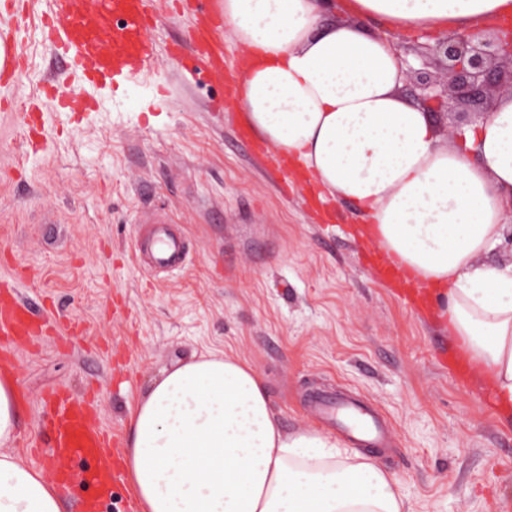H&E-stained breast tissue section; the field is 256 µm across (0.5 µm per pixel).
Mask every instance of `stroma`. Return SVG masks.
<instances>
[{
	"mask_svg": "<svg viewBox=\"0 0 512 512\" xmlns=\"http://www.w3.org/2000/svg\"><path fill=\"white\" fill-rule=\"evenodd\" d=\"M16 87L37 88L48 63L33 24ZM223 85L175 78L167 60L145 77L102 89L73 125L45 105L48 141L25 156L0 110V278L43 303L44 334L10 359L19 405L14 452L50 470L40 402L85 395L124 446L130 408L161 369L208 349L245 359L283 428L336 435L313 408L352 397L385 419L388 453L364 456L398 480L412 512H512V423L479 399L473 379L443 358L457 347L435 314H418L381 286L350 236L347 201L305 206L307 184L280 196L196 101L238 113ZM169 205L189 263L150 287L131 261L135 212Z\"/></svg>",
	"mask_w": 512,
	"mask_h": 512,
	"instance_id": "obj_1",
	"label": "stroma"
}]
</instances>
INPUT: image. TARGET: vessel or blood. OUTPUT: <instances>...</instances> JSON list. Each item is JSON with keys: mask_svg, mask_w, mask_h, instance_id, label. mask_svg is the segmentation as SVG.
<instances>
[{"mask_svg": "<svg viewBox=\"0 0 512 512\" xmlns=\"http://www.w3.org/2000/svg\"><path fill=\"white\" fill-rule=\"evenodd\" d=\"M178 0H44L38 29L51 54V63L41 76L45 96L57 111L77 117L92 111L96 100L94 85L127 80L151 71L158 58L153 36L169 7ZM195 22L190 30L174 38L167 58L176 67L201 59L209 83L224 82V46L219 33L224 18L218 0H193ZM23 36L20 29L0 30V90L14 89L24 75ZM13 116L23 132L26 151L43 150L45 119L38 105L12 101ZM236 138L255 159L281 164V156L271 154L245 127ZM136 223L153 225L152 234L138 250L149 258L153 270H174L185 262L181 237L168 231L171 213L157 205L137 211ZM42 326L39 315L15 291H0V338L9 343L0 353L11 354L16 340L37 335ZM317 407L335 417L342 431L359 435L361 441L375 443L384 437L380 418L365 406L343 399H318ZM50 443L55 458L66 466L58 473L61 487H68L72 467H79L83 482L93 496L78 500L75 512H99L116 476L110 438L93 419L83 398L57 399L49 412Z\"/></svg>", "mask_w": 512, "mask_h": 512, "instance_id": "b4317fda", "label": "vessel or blood"}]
</instances>
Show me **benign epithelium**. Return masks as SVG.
I'll return each mask as SVG.
<instances>
[{
    "mask_svg": "<svg viewBox=\"0 0 512 512\" xmlns=\"http://www.w3.org/2000/svg\"><path fill=\"white\" fill-rule=\"evenodd\" d=\"M443 65L444 83L439 84L424 72L408 67L406 90L417 102L425 105L441 97L450 96L468 108L458 113L459 121L454 132L468 123L469 115L483 117L489 111L488 98L501 82L502 64L508 63L509 80L512 81V35L474 34L470 37L448 36L435 43L427 51L418 52Z\"/></svg>",
    "mask_w": 512,
    "mask_h": 512,
    "instance_id": "benign-epithelium-1",
    "label": "benign epithelium"
}]
</instances>
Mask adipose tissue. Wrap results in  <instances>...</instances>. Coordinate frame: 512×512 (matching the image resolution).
<instances>
[{
  "mask_svg": "<svg viewBox=\"0 0 512 512\" xmlns=\"http://www.w3.org/2000/svg\"><path fill=\"white\" fill-rule=\"evenodd\" d=\"M252 57L237 104L264 141L365 214L363 235L420 283L444 287V324L512 421V92L444 141L403 93L401 34L470 36L512 0H222ZM379 30H371L369 21ZM18 404L0 378V512H62L52 477L13 452ZM123 468L140 512H409L370 458L285 431L246 361L207 352L164 371L130 409Z\"/></svg>",
  "mask_w": 512,
  "mask_h": 512,
  "instance_id": "1",
  "label": "adipose tissue"
}]
</instances>
